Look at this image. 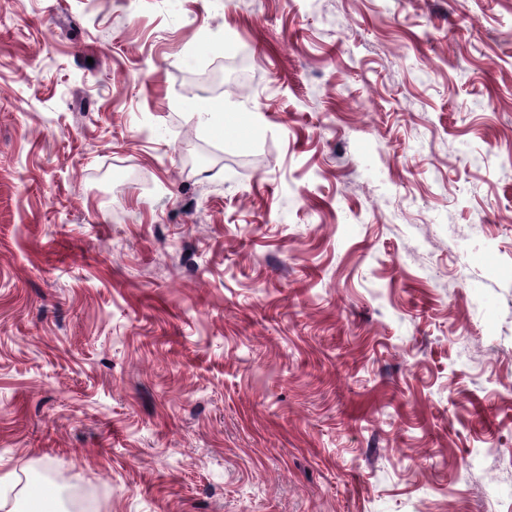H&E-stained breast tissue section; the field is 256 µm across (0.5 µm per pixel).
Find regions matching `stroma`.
<instances>
[{
    "mask_svg": "<svg viewBox=\"0 0 512 512\" xmlns=\"http://www.w3.org/2000/svg\"><path fill=\"white\" fill-rule=\"evenodd\" d=\"M1 480L512 512V0H0Z\"/></svg>",
    "mask_w": 512,
    "mask_h": 512,
    "instance_id": "1",
    "label": "stroma"
}]
</instances>
